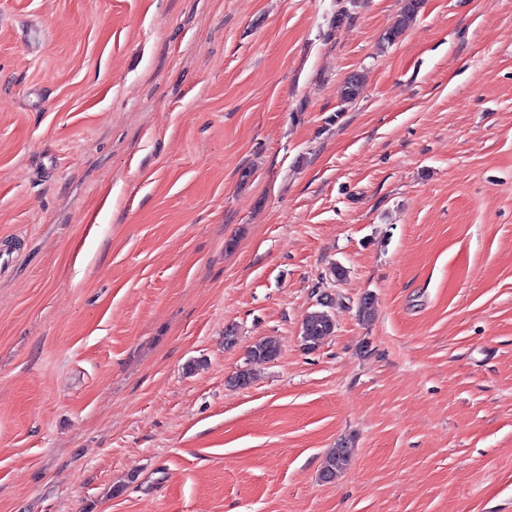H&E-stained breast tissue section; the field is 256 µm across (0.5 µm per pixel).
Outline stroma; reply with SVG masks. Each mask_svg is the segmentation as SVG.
Returning <instances> with one entry per match:
<instances>
[{
	"label": "stroma",
	"mask_w": 512,
	"mask_h": 512,
	"mask_svg": "<svg viewBox=\"0 0 512 512\" xmlns=\"http://www.w3.org/2000/svg\"><path fill=\"white\" fill-rule=\"evenodd\" d=\"M402 6L0 0V512H512V0ZM419 5L420 0H404V5L399 15H397L393 25L385 32L381 39L383 46H385L386 43L387 45L393 43L403 34L416 16ZM334 322L327 310L309 312L302 323V338L309 348L319 346L328 336H331ZM277 349L278 346L272 340H262L250 347L247 352L246 366L239 370L234 377L235 386L249 385L252 379L251 366L270 360L276 354ZM352 448L343 445L333 448L326 456L321 469V479L324 482H331L335 479L348 463Z\"/></svg>",
	"instance_id": "35a3bbf8"
}]
</instances>
